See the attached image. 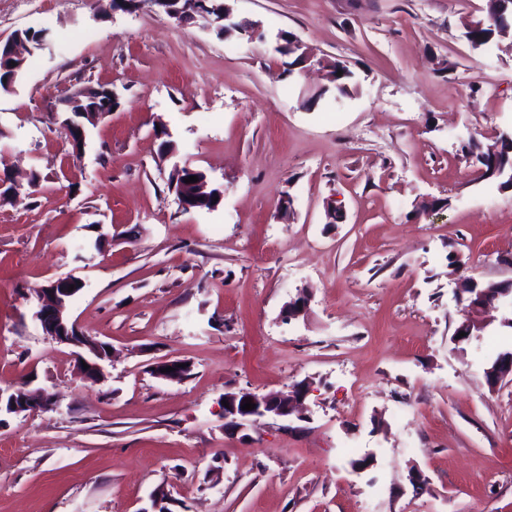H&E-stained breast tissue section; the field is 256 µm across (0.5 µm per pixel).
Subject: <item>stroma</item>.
I'll use <instances>...</instances> for the list:
<instances>
[{"label":"stroma","instance_id":"1","mask_svg":"<svg viewBox=\"0 0 512 512\" xmlns=\"http://www.w3.org/2000/svg\"><path fill=\"white\" fill-rule=\"evenodd\" d=\"M228 4L265 40L146 6L0 0L1 39L52 33L0 93V173L38 176L0 204V388L58 399L0 415V512H512V381L484 376L512 304L452 339L457 264L512 278V188L460 152L512 129V39L464 38L487 0ZM281 31L343 60L353 94L306 106L323 73L285 77ZM99 86L119 105L73 157L52 116ZM177 164L221 186L216 210H181ZM70 274L71 319L114 350L97 384L34 317L37 291ZM303 288L307 314L284 321ZM170 356L190 363L183 380L152 374ZM303 379L309 421L225 430V391Z\"/></svg>","mask_w":512,"mask_h":512}]
</instances>
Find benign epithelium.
<instances>
[{"mask_svg":"<svg viewBox=\"0 0 512 512\" xmlns=\"http://www.w3.org/2000/svg\"><path fill=\"white\" fill-rule=\"evenodd\" d=\"M146 1L158 14L165 15L178 22L192 17L198 13L207 14L212 17L213 23L224 30V35L229 36L237 33L241 36L255 35L260 33L261 25L258 22H240L233 15L232 9L224 4L217 13H212L208 6V0H132V5L124 8L126 12L137 11V5ZM276 51L280 54L293 50L301 52L304 63L311 66L319 64V61L303 51L302 43L295 41L287 44L282 41V35H277ZM6 48L9 59H16L18 63L13 70L20 73L24 65L25 54L34 52L35 44L28 41L23 32H16L9 40L0 41V47ZM85 92L78 91L64 98L62 104L63 112L67 114L63 124L66 126L71 145L74 146L75 156L82 154L83 145L86 139V126L95 124L108 110H90L85 108ZM178 205L182 210L190 212L201 207V203H208L214 199H223V194L208 178L198 181V189L193 194L184 191H175ZM80 279L74 276L57 278L48 286L40 290L37 299L35 317L40 322L44 332L61 344L71 345L78 349L77 375L89 383L104 381L105 372L102 362L109 359V351L106 345L85 335L72 321L67 314V304L70 301L72 292L68 287L78 285ZM479 281L471 276H464L458 282L456 291L464 293V290L479 285ZM484 289L465 299L470 315L457 326L455 333H465V336L455 338L456 343L470 341L473 337L481 334L487 327V323L479 319V315L488 307H493L501 300V294H512V280L503 282H485L481 284ZM310 299L304 292L288 301L284 306V318L288 321L297 320L306 315ZM183 360L178 358H167L156 363L152 367L155 376L166 380H181L185 378L190 368L180 367ZM88 368H83V365ZM170 367L172 371L163 373L161 369ZM487 382L491 387H496L504 379L512 378V353L499 359L497 365L488 370ZM310 392V382L306 379L292 384L286 392H269L259 394L249 390L224 393V400L228 401V407L224 408V429L240 430L249 424H255L266 417H274L282 420L308 421L306 416L307 407L305 400ZM251 399L255 408L246 411L242 409L245 399ZM54 406L53 397L44 389H30L24 385L17 389L0 388V412L8 414H26L41 410L51 409Z\"/></svg>","mask_w":512,"mask_h":512,"instance_id":"obj_1","label":"benign epithelium"}]
</instances>
